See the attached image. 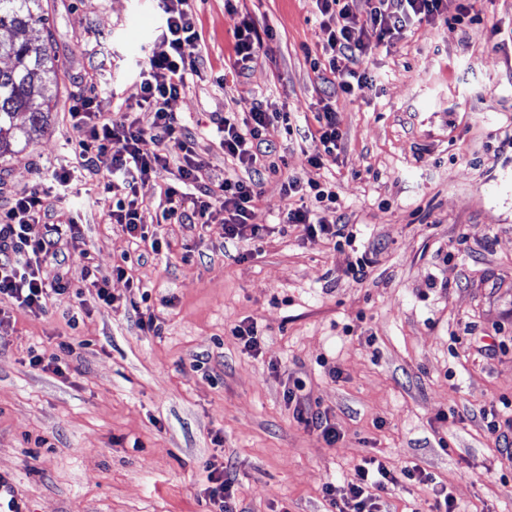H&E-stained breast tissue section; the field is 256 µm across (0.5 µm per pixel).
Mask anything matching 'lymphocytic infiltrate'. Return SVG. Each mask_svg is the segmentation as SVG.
Listing matches in <instances>:
<instances>
[{"mask_svg": "<svg viewBox=\"0 0 512 512\" xmlns=\"http://www.w3.org/2000/svg\"><path fill=\"white\" fill-rule=\"evenodd\" d=\"M322 16L321 26L327 33L321 58L315 59V71L337 91L351 95L356 86L368 79L361 65L372 47L402 40L421 24L445 21V34H452L455 24L476 12L481 0H366L364 16H357L350 0H314ZM227 13L234 18L232 36L234 54L229 70L241 76L249 71L266 52L264 39L254 21L242 17L234 0H225ZM162 26L156 50L150 51L140 71V95L128 109L135 117L128 126L112 124L111 109L97 92L74 100L68 111L69 121L77 134L75 153L79 166L89 174H107V188L112 193L110 220L121 226L131 246L149 245L160 252L162 243L150 238L145 220L154 200L165 204V217L179 223L204 226L213 206L224 211V241L233 247L247 246L260 250L270 227L259 216L258 201L262 194L265 171L275 169L274 137L279 113L269 111L263 101H255L246 115L234 112L217 118L216 137L225 157L237 166L236 172L215 180L206 160L197 150L198 137L169 103L186 88V77L199 74L202 62L196 52L199 39L198 17L190 0H159ZM343 136L340 121L331 103H323L315 123L301 134L310 142L305 162L314 169L324 167L335 158ZM177 155L178 185L161 186L156 182L158 170L167 168L170 155ZM71 183L67 171H53L49 182L15 195L0 206V298H9L19 309L35 316L46 313L54 296L82 295L94 290L100 304L115 302L113 279L128 278L126 263L113 265L110 274L98 266L85 263L80 284H73L65 274L46 278L44 265H63L66 256L61 248L64 236L76 233L77 224L58 220L53 200ZM287 224L302 225L307 240L334 248L355 240L348 225L329 221L307 205L289 209ZM40 224V238L28 235V227ZM299 382L284 384L283 396L293 407L295 419L305 428L318 432L326 444H334L339 432L327 412L305 403L300 397ZM205 494L212 512H238L239 488L227 463H208ZM418 480L431 485L435 506L440 512H456L447 486L434 481L419 466L404 468L394 476L379 460L362 459L354 467V476L345 492L325 484L324 497L332 512H383L385 495L391 494L399 478Z\"/></svg>", "mask_w": 512, "mask_h": 512, "instance_id": "obj_1", "label": "lymphocytic infiltrate"}]
</instances>
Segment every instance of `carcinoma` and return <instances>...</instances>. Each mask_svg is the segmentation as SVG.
Segmentation results:
<instances>
[{
	"label": "carcinoma",
	"instance_id": "obj_1",
	"mask_svg": "<svg viewBox=\"0 0 512 512\" xmlns=\"http://www.w3.org/2000/svg\"><path fill=\"white\" fill-rule=\"evenodd\" d=\"M45 23L39 0H0V31H21ZM11 65L0 68V134L29 140L30 133L48 125L56 107L57 65L48 42L0 39V58Z\"/></svg>",
	"mask_w": 512,
	"mask_h": 512
}]
</instances>
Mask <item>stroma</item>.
Listing matches in <instances>:
<instances>
[{
    "mask_svg": "<svg viewBox=\"0 0 512 512\" xmlns=\"http://www.w3.org/2000/svg\"><path fill=\"white\" fill-rule=\"evenodd\" d=\"M41 2L45 25L15 37L48 40L57 107L45 132L0 156V199L73 171L58 211L79 226L63 245L75 282L83 256L107 273L129 245L110 221L106 177L79 169L68 105L94 83L112 97L113 125L131 121L121 104L140 95L160 10L156 0ZM192 7L202 74L169 108L198 131L214 175L225 169L214 117L258 99L296 127L331 96L338 159L311 169L304 141L278 131L285 164L259 202L275 230L251 257L225 245L221 210L201 233L161 223L168 255L133 271L160 335L141 331L119 279L108 308L72 294L39 317L8 307L0 473L25 512H208L205 466L228 460L240 512H325L324 483L343 486L354 464L375 457L395 472L419 465L460 512H512V431L495 437L483 419H512V147L502 143L512 132V0H483L480 20L450 37L424 24L373 51L372 80L351 96L312 68L324 38L312 0H240L241 14L275 33L241 77L225 74L224 0ZM291 177L335 183L326 216L356 225L373 259L362 281L344 273L350 248L309 242L296 226L278 232ZM243 321L263 331L259 353L231 335ZM62 342L73 347L67 377L29 364L30 349L52 354ZM290 378L335 422V444L295 420L283 398Z\"/></svg>",
    "mask_w": 512,
    "mask_h": 512,
    "instance_id": "1",
    "label": "stroma"
}]
</instances>
